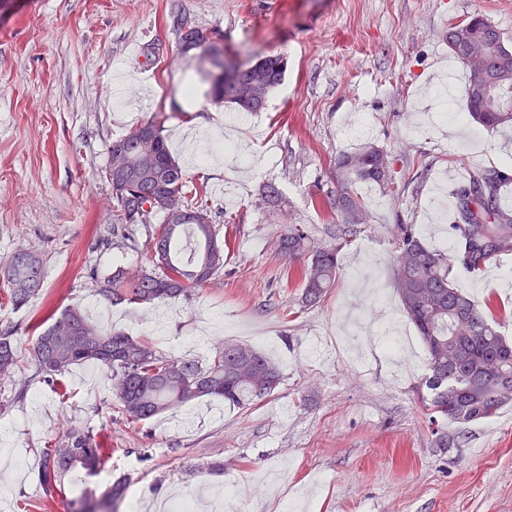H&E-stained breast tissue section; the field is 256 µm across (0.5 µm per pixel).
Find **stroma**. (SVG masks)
<instances>
[{"label":"stroma","instance_id":"stroma-1","mask_svg":"<svg viewBox=\"0 0 512 512\" xmlns=\"http://www.w3.org/2000/svg\"><path fill=\"white\" fill-rule=\"evenodd\" d=\"M175 4L204 34L221 31L240 61L286 58L264 110L213 100L200 51L179 50ZM477 14L512 46V0H0V264L19 249L44 261L25 308L0 282V330L21 338L13 379H0V512H67L36 481L66 414L111 448L104 477L129 478L136 512L204 485L231 486L236 512H512V405L443 426L440 442L416 393L425 351L391 286L393 225L448 246L449 174L512 162V127L469 137L466 123L436 120L432 87L447 76L466 107L468 74L449 70L446 34ZM149 118L230 247L189 295L112 306L94 278L147 264L155 227L113 234L108 147ZM203 135L239 143L245 159L199 160ZM364 143L388 151L394 182L370 191L369 225L343 251L336 287L305 307L279 238L303 224L325 241L333 214L311 201L335 189L337 156ZM268 181L277 203L261 195ZM458 281L512 308V256ZM74 302L166 356L204 362L227 341L255 346L283 382L246 409L191 401L147 437L110 414V376L91 365L64 375L66 397L44 382L18 395L37 326Z\"/></svg>","mask_w":512,"mask_h":512}]
</instances>
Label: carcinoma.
Instances as JSON below:
<instances>
[{
    "label": "carcinoma",
    "instance_id": "carcinoma-1",
    "mask_svg": "<svg viewBox=\"0 0 512 512\" xmlns=\"http://www.w3.org/2000/svg\"><path fill=\"white\" fill-rule=\"evenodd\" d=\"M202 55L211 70L202 74L211 96L245 112H259L270 93L285 78L287 62L279 54L259 62L264 81L242 99L219 91L213 77L224 69V45L200 35ZM448 53L469 72L466 87L468 116L487 131L512 127V48L502 33L477 15L448 26ZM152 119L115 140L108 148L106 178L118 223L148 224L163 217L150 240V263L132 274L121 265L97 288L101 298L114 304L159 305L202 286L224 268V246L218 242L208 208L186 200L187 176L159 135L155 154L141 151L140 134ZM387 152L367 143L336 158V221L331 241L316 244L304 224H290L280 236L279 251L294 264L303 286L302 303L324 300L339 278V256L351 239L367 227L368 213L358 191L361 184L386 189L393 178L385 175ZM512 183V166L476 168L467 184L453 193L455 237L452 250L429 246L417 225H395L393 288L404 314L414 324L426 350V373L419 393L429 423L448 420L461 427L495 417L512 404V340L501 324L512 318L491 299L479 301L454 279L461 268L477 273L500 256L512 254V208L500 204V189ZM178 194L184 214L173 221L159 198ZM0 279L10 285L15 309L25 307L43 284L42 261L19 250L0 266ZM20 338L11 329L0 331V373L12 371L18 360ZM34 374L24 379L18 393L34 380L53 383L72 367L95 364L110 373L117 413L128 425L144 431L157 416L194 399L222 400L233 408H247L274 392L282 379L277 362L261 350L226 342L210 361L157 354L145 338L106 330L92 321L82 305L70 304L36 336L32 348ZM111 449L99 436L69 424L59 439L41 449L38 482L52 498L70 487L68 512H119L127 482L117 478L105 485L98 478Z\"/></svg>",
    "mask_w": 512,
    "mask_h": 512
}]
</instances>
